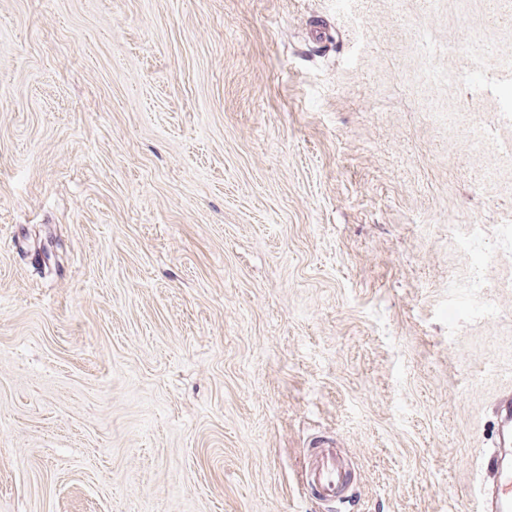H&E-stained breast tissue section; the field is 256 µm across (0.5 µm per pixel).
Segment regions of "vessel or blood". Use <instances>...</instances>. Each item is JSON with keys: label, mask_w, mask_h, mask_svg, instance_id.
I'll return each instance as SVG.
<instances>
[{"label": "vessel or blood", "mask_w": 512, "mask_h": 512, "mask_svg": "<svg viewBox=\"0 0 512 512\" xmlns=\"http://www.w3.org/2000/svg\"><path fill=\"white\" fill-rule=\"evenodd\" d=\"M493 435L497 448L483 461L476 512H512V468L502 460L503 449L512 447V391L501 396L495 405ZM335 447L330 437L318 442L305 470L306 483L320 501L327 503L346 499L352 487L348 470L339 460Z\"/></svg>", "instance_id": "1"}]
</instances>
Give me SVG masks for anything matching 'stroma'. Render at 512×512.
I'll list each match as a JSON object with an SVG mask.
<instances>
[{"label": "stroma", "instance_id": "stroma-1", "mask_svg": "<svg viewBox=\"0 0 512 512\" xmlns=\"http://www.w3.org/2000/svg\"><path fill=\"white\" fill-rule=\"evenodd\" d=\"M511 105L512 0H0V512H468ZM492 259L489 254L481 258V262L473 268L468 288L475 293H480L486 288H494L495 283L489 278V270L492 268ZM333 438L318 442L308 460L305 481L318 499L327 503L340 502L349 496L352 480L348 470L339 460Z\"/></svg>", "mask_w": 512, "mask_h": 512}]
</instances>
